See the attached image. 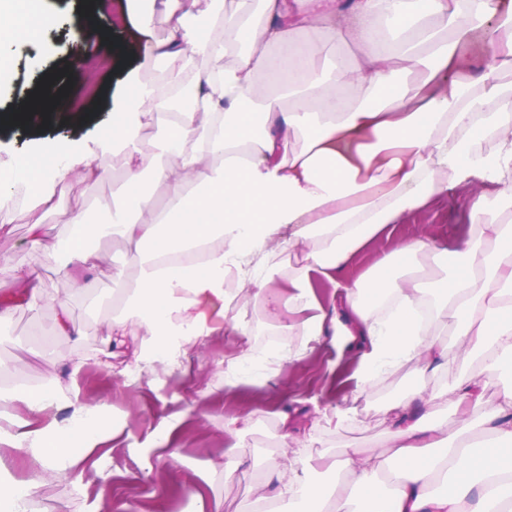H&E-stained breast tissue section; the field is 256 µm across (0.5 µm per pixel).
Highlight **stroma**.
<instances>
[{
  "mask_svg": "<svg viewBox=\"0 0 512 512\" xmlns=\"http://www.w3.org/2000/svg\"><path fill=\"white\" fill-rule=\"evenodd\" d=\"M61 23L48 35L40 50L22 51L16 61L12 84L0 87V109L11 111L35 94L58 97L59 108L37 125L0 122V160L7 150H24L32 143L54 144L95 135L112 118V98L120 94L125 67L152 74L142 59H121L102 70L103 103L81 126L69 125L64 111L82 93L86 72L75 62L77 33L93 24L98 57H114L118 48L112 39L111 12L105 0H60ZM125 39L140 38L141 20H148L154 39L169 36L168 24L150 0H128ZM115 58V57H114ZM96 178L73 175L60 183L56 194L62 200L58 211L45 216L17 207L9 224L0 227V304L11 308L0 323V388L17 384L34 386L44 379L60 380L68 395L99 406L104 415L105 441L83 464L82 479L74 475L48 478L38 490L37 512H108L111 501L128 502L129 512H253L257 486L271 461L299 459L313 463L336 448L349 446L362 453L380 452L388 444V407L407 391L434 394L439 415L452 414L446 397L456 382L477 375L459 337L440 328L447 346L448 365L437 373L414 374L405 370L384 377L364 395L354 396L357 362L337 359L327 344L311 342L304 357L280 368L264 367L250 374L237 387L224 385V366L247 344L263 347L262 337L215 336L192 355L188 374L168 375L164 369L129 379L111 372L112 351L105 342L112 301L122 284L132 283L136 271L128 261L131 249L121 238L98 240L99 249L110 256L109 264L92 271L73 268L63 278L55 263L37 264L30 244L29 227L42 220L48 238L67 229V209L86 204L93 220L108 219L120 204L122 160L120 152L98 155L92 162ZM461 202L448 201L438 214L397 225L394 238L432 236L455 246L468 224ZM392 237V238H393ZM35 267L41 298L28 301L26 283L18 270ZM66 302L77 336L54 335L58 302ZM81 360L72 371L69 359ZM355 397L356 417L347 427L324 424L299 425L294 439H287L282 416L289 407L305 411L343 398ZM184 414L174 441L160 449V423L172 414ZM178 481L174 493L157 496L160 485Z\"/></svg>",
  "mask_w": 512,
  "mask_h": 512,
  "instance_id": "obj_1",
  "label": "stroma"
}]
</instances>
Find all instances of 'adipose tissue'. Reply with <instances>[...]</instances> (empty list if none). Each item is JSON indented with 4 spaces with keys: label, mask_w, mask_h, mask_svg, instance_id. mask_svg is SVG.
<instances>
[{
    "label": "adipose tissue",
    "mask_w": 512,
    "mask_h": 512,
    "mask_svg": "<svg viewBox=\"0 0 512 512\" xmlns=\"http://www.w3.org/2000/svg\"><path fill=\"white\" fill-rule=\"evenodd\" d=\"M47 0H0V83L18 49L38 44L58 19ZM175 36L150 41L142 56L162 81L137 77L118 103L110 130L53 147V164L27 154L0 163V210L24 203L55 212L56 185L73 173L94 177L93 159L125 149L123 200L111 221L92 222L83 205L68 211L64 236L40 255L92 270L106 257L101 236L133 242L134 284L121 288L107 340L123 348L144 337L124 367L132 375L163 366L184 373L192 350L217 335L248 336L249 300L263 303L281 341L260 354L246 348L225 377L261 362L280 366L302 351L290 336L325 340L357 357V390L404 368L447 366L435 323L451 321L480 375L450 392L455 422L438 417L431 397L409 393L389 414L391 454L338 449L336 481L309 467L270 463L257 512H512V210L488 200L512 179V13L499 0H161ZM353 45L351 63H327L313 30ZM213 63L206 75L196 57ZM335 93H327V86ZM362 102L348 104L343 89ZM169 116L165 158L141 147L159 113ZM299 149H290L291 141ZM164 187L156 205L140 190L145 171ZM464 198L471 233L454 249L427 237L398 240L368 270L349 276L356 252L393 225L447 200ZM302 247L289 268V297L272 288L265 261L275 247ZM434 256L450 273L425 287L414 268ZM336 290L329 304L315 280ZM222 302V320L204 301ZM507 381L485 406L486 381ZM63 397L47 381L0 391V408L20 403L41 414ZM62 421L17 425L0 412V442L23 451L43 473H75L104 441L98 408L74 401ZM82 454H75L74 443Z\"/></svg>",
    "instance_id": "1"
}]
</instances>
